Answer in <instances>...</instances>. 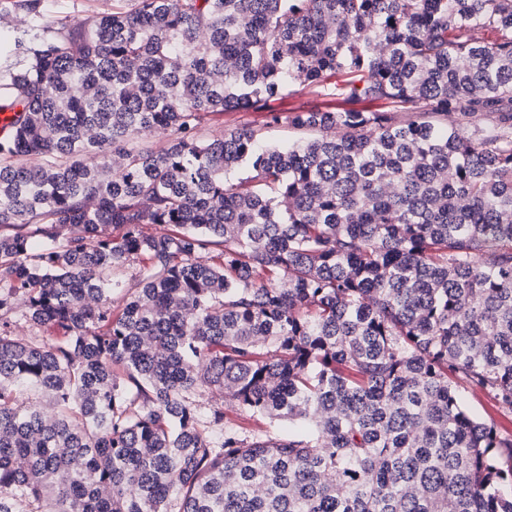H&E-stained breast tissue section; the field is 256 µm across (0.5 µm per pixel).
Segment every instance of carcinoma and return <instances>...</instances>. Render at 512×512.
<instances>
[{
	"label": "carcinoma",
	"instance_id": "cac0c4a2",
	"mask_svg": "<svg viewBox=\"0 0 512 512\" xmlns=\"http://www.w3.org/2000/svg\"><path fill=\"white\" fill-rule=\"evenodd\" d=\"M41 2L0 31V512H512L465 404L512 413V0ZM249 110L296 138L204 135ZM113 0H44L43 21L52 24L59 18L67 17L72 24L87 17L112 12ZM327 99L307 94L306 92H292L287 97L271 102L275 109H313L323 106Z\"/></svg>",
	"mask_w": 512,
	"mask_h": 512
}]
</instances>
